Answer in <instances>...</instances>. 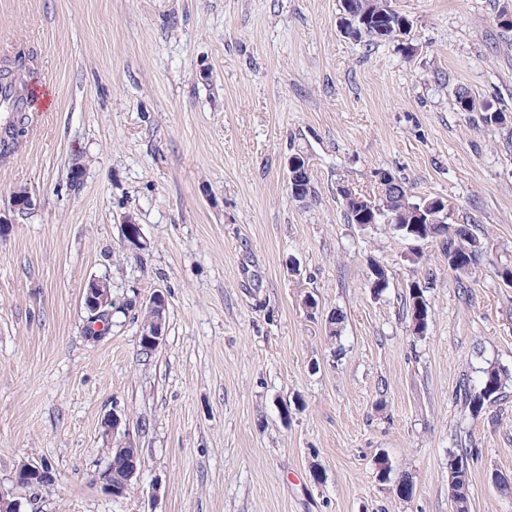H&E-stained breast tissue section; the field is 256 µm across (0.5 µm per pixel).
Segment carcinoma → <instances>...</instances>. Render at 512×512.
<instances>
[{"instance_id":"carcinoma-1","label":"carcinoma","mask_w":512,"mask_h":512,"mask_svg":"<svg viewBox=\"0 0 512 512\" xmlns=\"http://www.w3.org/2000/svg\"><path fill=\"white\" fill-rule=\"evenodd\" d=\"M343 13L350 16L349 29L345 34L368 45H376L391 39L405 37L411 28L409 19L392 8L390 0H343ZM33 77L29 66V57L18 53L7 64L0 67V112H5L9 120L0 129V160L11 157L18 149L31 123L29 108L21 107L28 103L24 89L27 87L24 77ZM455 102L461 112H480L482 120L488 126L499 125L503 119L499 115L503 110L490 100L476 102L465 87L455 90ZM344 214L349 224H383L394 216L400 222L396 231L403 237L411 235L410 225L420 224L426 239L441 243L448 256V270L456 276H470L477 272L485 252L484 243L474 234L470 224L448 223L449 211L444 199L440 197H420L407 191L405 183L400 181L392 186L380 185V192L374 196L365 195L353 189L340 197ZM377 281L373 292L382 294L388 288L387 270L375 261L369 262ZM512 377L496 366L482 370L479 382L473 383L464 378L459 383V395L480 411L486 403L496 402ZM471 451L459 448L448 454V475L451 476L452 490L460 497L462 512L470 509L469 466L459 462L468 460Z\"/></svg>"}]
</instances>
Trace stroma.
Listing matches in <instances>:
<instances>
[{"label": "stroma", "mask_w": 512, "mask_h": 512, "mask_svg": "<svg viewBox=\"0 0 512 512\" xmlns=\"http://www.w3.org/2000/svg\"><path fill=\"white\" fill-rule=\"evenodd\" d=\"M505 3L392 0L408 58L345 37L342 0H0V66L29 53L48 97L0 161V484L24 462L56 475L16 490L24 512H453L463 444L470 512H512L494 483L512 479V386L478 413L457 396L463 376L512 374V118L487 127L454 101L463 86L512 115ZM381 171L474 225L476 275L456 278L438 244L347 222L337 186L377 193ZM128 218L142 249L123 246ZM372 259L390 276L378 297ZM93 277L113 303L98 339ZM157 290L166 335L146 356ZM112 413L143 460L123 498L103 490ZM288 168V186L291 189L292 194L300 192L299 197L296 198L298 201L305 200L313 192L311 178L306 184H303L301 190L299 189V183L303 182L306 177L310 176V166L307 157L302 155V158L297 155H291L287 162ZM85 285H87V288H84L83 293L84 304L92 318H95L101 314V309L112 304L111 291L107 282L102 278H91ZM145 307L150 312H157L159 317L155 318L154 325L151 329V320L153 317L149 316L148 311L145 310V314L143 317V321L141 323V330L140 333L144 332L142 336V342L143 346H141L142 350L153 352L156 350L159 345L161 344L164 335H165V325L164 321L166 322V317L164 312L167 308V301L165 298V295L162 291L155 292L152 296L149 297L148 302H146ZM164 319V321H163ZM146 355H148V352H144ZM471 457V450L468 448H457L456 452L450 451L448 454V490L449 476L452 480V490L460 497L462 504L461 511L469 512L470 509V481L468 458ZM464 460L465 466H459V462Z\"/></svg>", "instance_id": "35a3bbf8"}]
</instances>
